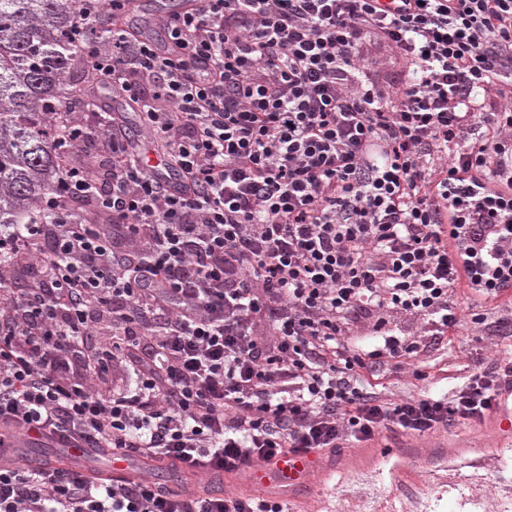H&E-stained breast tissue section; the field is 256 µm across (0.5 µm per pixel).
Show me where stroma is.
<instances>
[{
    "mask_svg": "<svg viewBox=\"0 0 512 512\" xmlns=\"http://www.w3.org/2000/svg\"><path fill=\"white\" fill-rule=\"evenodd\" d=\"M163 2L132 0L126 24L163 42ZM510 352L506 343L492 345L463 308L447 342L428 345L419 354L426 378H417L410 366L385 374L384 393L396 401L450 387L467 375L473 356L490 361ZM443 440L454 444V451L432 459L429 443ZM420 441V452L401 463L378 438L337 449L343 467L331 477L315 478L307 500H289L288 512H512V443L499 444L493 418L427 434Z\"/></svg>",
    "mask_w": 512,
    "mask_h": 512,
    "instance_id": "stroma-1",
    "label": "stroma"
}]
</instances>
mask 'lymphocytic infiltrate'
Masks as SVG:
<instances>
[{"label":"lymphocytic infiltrate","instance_id":"lymphocytic-infiltrate-1","mask_svg":"<svg viewBox=\"0 0 512 512\" xmlns=\"http://www.w3.org/2000/svg\"><path fill=\"white\" fill-rule=\"evenodd\" d=\"M166 29L160 48L113 28L84 61L141 109L173 181L116 134L107 190L92 154H67L42 204L55 223L0 226V263L29 255L33 283L0 303V512H286L86 464L239 475L481 422L512 388L511 359L398 401L371 380L419 352L388 317L443 341L461 288L473 324L512 337V309L486 310L512 293V0H200ZM375 39L405 65L396 94L365 70ZM106 314L109 341L76 355ZM118 359L138 382L103 396L93 381ZM24 442L74 463L22 467ZM390 326L395 329H400L405 336H411L414 340H423L424 343L429 344L431 339V332L435 330L434 326L427 320L422 319H410L405 316L394 315L391 318ZM396 324V327H395ZM429 334V335H428ZM114 463L116 465L123 463L125 470L121 469L118 470L119 472L124 473L126 476L138 479L142 476H150L152 481L159 483L160 485H163L164 487H168L170 489H179L183 485V477L182 474L175 468L167 465V467H164V469H167L165 471L158 470L153 465H151V469H147L145 465L141 464L140 462L136 460H121L116 461L113 459V456L104 455L102 458H99L97 461L91 463V466L95 469L96 473L107 476L113 474ZM163 473H173L175 474L176 478L172 481H163L157 478V475H160L161 478H168L166 474Z\"/></svg>","mask_w":512,"mask_h":512}]
</instances>
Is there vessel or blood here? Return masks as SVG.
<instances>
[{
	"label": "vessel or blood",
	"instance_id": "b4317fda",
	"mask_svg": "<svg viewBox=\"0 0 512 512\" xmlns=\"http://www.w3.org/2000/svg\"><path fill=\"white\" fill-rule=\"evenodd\" d=\"M322 469L321 459L313 454H287L252 467L246 476L249 489H261L286 498L308 494L310 480Z\"/></svg>",
	"mask_w": 512,
	"mask_h": 512
}]
</instances>
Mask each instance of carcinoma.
<instances>
[{
	"instance_id": "obj_1",
	"label": "carcinoma",
	"mask_w": 512,
	"mask_h": 512,
	"mask_svg": "<svg viewBox=\"0 0 512 512\" xmlns=\"http://www.w3.org/2000/svg\"><path fill=\"white\" fill-rule=\"evenodd\" d=\"M78 0H0V225L50 222L41 203L59 174L51 112H95L71 22ZM112 38L105 23L83 34Z\"/></svg>"
}]
</instances>
